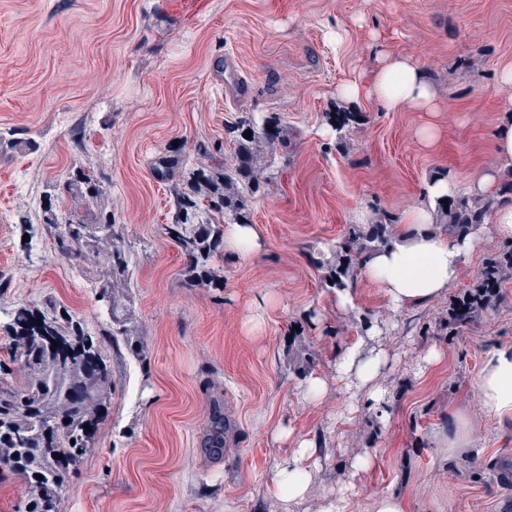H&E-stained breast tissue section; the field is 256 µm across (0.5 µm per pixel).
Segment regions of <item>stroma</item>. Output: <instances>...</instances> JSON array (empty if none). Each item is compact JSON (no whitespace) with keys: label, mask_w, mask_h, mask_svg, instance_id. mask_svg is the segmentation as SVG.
<instances>
[{"label":"stroma","mask_w":512,"mask_h":512,"mask_svg":"<svg viewBox=\"0 0 512 512\" xmlns=\"http://www.w3.org/2000/svg\"><path fill=\"white\" fill-rule=\"evenodd\" d=\"M384 50L420 65L437 111L339 95ZM225 54L249 74L246 99L211 70ZM507 63L512 0H0V359L13 309L52 298L93 335L112 307L127 313L128 337L106 348L110 393L60 512H324L341 497L349 512H372L375 491L401 496L406 512H512V486L500 480L512 467V422L489 417L475 387L484 353L512 346V281L463 334L447 328L502 240L487 236L443 296L400 316L361 280L354 308H333L322 266L359 216L404 219L428 181L464 192L494 167ZM271 113L288 147L252 206L263 247L219 253L223 278L189 287L184 251L164 229L173 185L154 163L199 145L229 152V123ZM426 124L438 133L431 145L419 135ZM88 171L111 185L133 271L110 302L98 298L106 269L62 259L41 221ZM23 183L34 199L20 196ZM20 265L28 277L11 281ZM265 293L275 302L264 327L246 334ZM376 324L388 357L382 408L335 368ZM432 350L439 358L425 364ZM312 374L326 391L306 402L299 387ZM216 414L231 441L212 454L204 442ZM459 414L473 446L437 447ZM282 426L321 450L306 494L289 504L268 491L291 451Z\"/></svg>","instance_id":"obj_1"}]
</instances>
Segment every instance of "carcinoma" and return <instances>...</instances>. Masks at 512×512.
I'll list each match as a JSON object with an SVG mask.
<instances>
[{
	"instance_id": "cac0c4a2",
	"label": "carcinoma",
	"mask_w": 512,
	"mask_h": 512,
	"mask_svg": "<svg viewBox=\"0 0 512 512\" xmlns=\"http://www.w3.org/2000/svg\"><path fill=\"white\" fill-rule=\"evenodd\" d=\"M233 152L222 157L198 149L192 169L188 160L161 156L157 169L174 183V208L166 234H176L187 257L190 282L201 286L218 276L212 260L224 240V225L252 222V203L275 178L273 159L285 147L284 128L274 114L253 117L231 127ZM252 136H244L246 132ZM85 186L73 206L94 205L99 219L112 226L108 236L99 225L72 219V210L44 212L43 223L53 229L54 251L73 265L104 260L109 280L99 288L107 298L111 286L131 285L129 259L122 245L121 227L112 223V197L103 181L90 173L79 175ZM498 199L478 195H452L439 204L435 226L451 236L464 235L486 223ZM397 218L383 214L373 224L355 225L336 244L327 261L325 279L341 290L357 277L366 258L392 243ZM512 278V244L491 256L480 270L472 290L499 288ZM496 296L464 317L448 312V328L466 329ZM12 344L7 353L11 368L0 366V474L21 479L28 512H59V490L65 475L88 448L101 396L109 385V373L101 345L94 342L69 310L49 299L44 311H14L10 323Z\"/></svg>"
}]
</instances>
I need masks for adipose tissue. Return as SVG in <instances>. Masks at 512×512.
Instances as JSON below:
<instances>
[{"label": "adipose tissue", "instance_id": "ef3b65f1", "mask_svg": "<svg viewBox=\"0 0 512 512\" xmlns=\"http://www.w3.org/2000/svg\"><path fill=\"white\" fill-rule=\"evenodd\" d=\"M500 80L509 92L501 102L504 117L494 134L496 164L472 182L470 191L479 196L497 195L500 174L512 171V65L505 68ZM342 91L358 98L372 97L389 112L406 108L429 112L436 98L419 65L396 55L382 56L365 82L344 85ZM452 190L447 180L429 182L398 238L375 252L362 267L364 282L377 288L391 313L406 312L443 295L458 280L465 259L483 243L480 230L455 237L434 227L437 205ZM381 334V328L374 325L367 338ZM367 338L357 339L346 349L336 363V373L347 387L366 390L369 399L379 406L385 392L376 380L387 356L383 350L368 347ZM476 388L488 415L500 421L512 419V346L495 347L485 353ZM318 453L313 439L297 441L271 476L269 492L288 502L302 498Z\"/></svg>", "mask_w": 512, "mask_h": 512}]
</instances>
